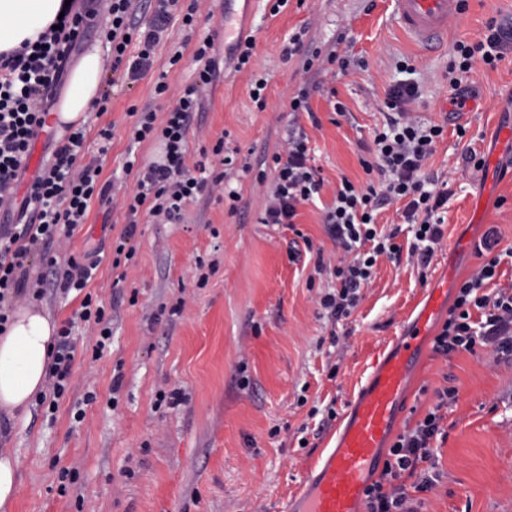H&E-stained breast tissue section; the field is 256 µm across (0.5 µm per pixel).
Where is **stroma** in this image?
Here are the masks:
<instances>
[{
	"label": "stroma",
	"mask_w": 512,
	"mask_h": 512,
	"mask_svg": "<svg viewBox=\"0 0 512 512\" xmlns=\"http://www.w3.org/2000/svg\"><path fill=\"white\" fill-rule=\"evenodd\" d=\"M448 23L447 42L423 49L394 15L392 0H304L271 15L266 0H180L167 36L156 46L147 75L111 88V106L89 114L83 126L87 154H96L98 132L111 126L103 179L115 201L91 202L88 217L60 254L100 250L103 261L89 289L112 307V349L94 359V332L75 313L79 300L46 293L38 305L55 321L73 320L77 350L73 384L55 413L29 406L0 450L18 460V494L10 512H287L288 502L340 424L363 385L374 357L403 323L423 291L459 284L482 263L479 238L495 231L500 249H512V53L469 74V111H447L452 89L448 62L457 42L484 39L488 19L512 16V0H466ZM192 27H185L187 9ZM254 36L255 53L236 70L234 43L225 28ZM306 28L304 44L348 61L316 75L311 113L291 114L288 103L307 81L298 60L282 49ZM215 34L219 73L203 93L192 124L186 164L223 172L220 194L186 202L181 219L141 216L132 240L135 256L118 280L110 256L125 226L121 200L135 188L124 169L128 149L138 164L157 160L159 141L131 147V106L176 101L194 78L198 41ZM268 77L265 109L249 96L252 73ZM412 77L417 97L405 111L444 135L428 172L448 181L444 237L426 273L408 262L379 259L363 298L348 318L324 316L320 296L336 281L315 269L317 254L341 251L322 224L341 177L366 183L360 142L384 121L386 91ZM169 86L155 98L157 79ZM342 111H335V104ZM308 135L313 163L325 181L321 200L299 207L295 229L261 223L275 184L263 160L280 151L294 127ZM465 135H458V127ZM238 150L237 164L222 166L216 141ZM474 149L485 164L465 165ZM409 388L398 422L414 427L444 387L457 390L436 451L440 479L418 494L422 512H512V366L494 362L485 347L450 356L435 353L431 338ZM121 375L119 394L112 377ZM180 389L183 402L157 407L159 393ZM84 418L74 405L85 393ZM117 405H110V397ZM73 479L58 491V473Z\"/></svg>",
	"instance_id": "35a3bbf8"
}]
</instances>
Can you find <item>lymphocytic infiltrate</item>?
Here are the masks:
<instances>
[{"label":"lymphocytic infiltrate","instance_id":"f902f5d3","mask_svg":"<svg viewBox=\"0 0 512 512\" xmlns=\"http://www.w3.org/2000/svg\"><path fill=\"white\" fill-rule=\"evenodd\" d=\"M81 10L63 16L58 28L46 29L35 42L20 49L0 53V212L6 221L0 225V334L4 333L15 302L26 294L43 295L53 290L63 295L80 296L78 320L96 329L95 357L104 356L112 343V318L99 305L88 286L102 259L99 253L58 261L53 250L56 239L72 237L84 224L92 201L112 204V183L102 180L103 157L111 130L100 132L103 142L97 156L83 152L84 134L71 132L65 139L51 141V157L33 177H26V159L31 144L46 127L54 93L63 81L73 52L93 31L100 11H107L112 26L106 33L112 45V69L120 78L139 80L153 65V51L163 39L177 0H156L149 19L138 17L135 0H82ZM484 40L456 46L460 72H470L475 60L495 65L512 48V19L490 18ZM137 45L136 55H128L129 45ZM192 61L196 66L193 83L187 85L165 117H158L153 106L130 109L134 122L131 139L140 143L158 139L164 146L161 161L136 168L126 161V169H137V186L126 196L125 230L113 249V267H120L128 239L135 236L139 214L176 220L186 200L213 192L223 185V175L195 176L185 166L187 136L199 108L202 91L212 83L219 64L214 40L205 37L196 47ZM418 88L411 83L394 85L385 106L389 111L385 128L376 130L367 158L361 164L366 173L378 174L375 182L355 186L341 178L331 206L322 221L331 239L346 253L334 265L317 260V271H332L338 287L321 296V308L331 317H349L360 301L359 290L368 284L379 257L400 262L415 260L427 269L443 239L444 219L439 211L448 202V190L425 166L443 135L439 125L424 126L404 104L414 99ZM276 186L262 217L266 224H293L299 205L319 197L324 180L311 165L306 134L289 139L282 152L273 154ZM401 204V215L414 232L409 245L398 244L399 229L379 230L377 210ZM498 240L487 234L476 244L483 259L479 269L458 288L433 349L447 356L454 352H474L477 344L491 346L496 358H512V293L490 289L503 257L497 255ZM40 256L50 268L51 278L31 279L29 262ZM77 320V321H78ZM75 323V322H74ZM73 322L58 331L48 369L49 409L70 390L76 343ZM457 391L444 388L438 401L413 428L400 434L389 450L378 480L366 488L367 512H418L413 492H427L436 485L430 473L438 436L444 435L441 411L455 400Z\"/></svg>","mask_w":512,"mask_h":512}]
</instances>
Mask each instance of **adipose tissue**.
Instances as JSON below:
<instances>
[{"label": "adipose tissue", "instance_id": "ef3b65f1", "mask_svg": "<svg viewBox=\"0 0 512 512\" xmlns=\"http://www.w3.org/2000/svg\"><path fill=\"white\" fill-rule=\"evenodd\" d=\"M64 6L65 0H0V52L37 40ZM102 81L100 51L94 47L71 68L54 109L57 120L65 125L85 123L100 98ZM56 331L55 322L36 305L12 313L6 333L0 336V410L6 414L26 412L43 391Z\"/></svg>", "mask_w": 512, "mask_h": 512}]
</instances>
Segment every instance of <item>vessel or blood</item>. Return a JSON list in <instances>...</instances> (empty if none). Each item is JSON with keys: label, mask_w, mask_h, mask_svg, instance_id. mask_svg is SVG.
<instances>
[{"label": "vessel or blood", "mask_w": 512, "mask_h": 512, "mask_svg": "<svg viewBox=\"0 0 512 512\" xmlns=\"http://www.w3.org/2000/svg\"><path fill=\"white\" fill-rule=\"evenodd\" d=\"M403 29L422 47L432 48L448 37V22L461 11V0H394ZM441 305L428 295L415 320L382 358L356 402L337 444L307 478V487L290 512H366L365 490L380 468L381 452L395 432L407 388L421 362L424 334Z\"/></svg>", "instance_id": "obj_1"}]
</instances>
